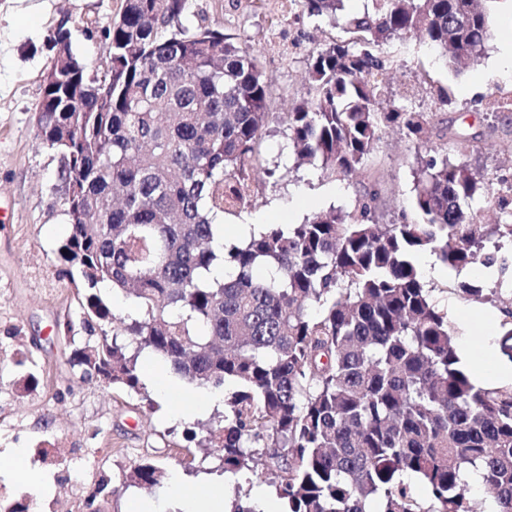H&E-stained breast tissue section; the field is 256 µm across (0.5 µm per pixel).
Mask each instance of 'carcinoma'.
<instances>
[{"label": "carcinoma", "instance_id": "carcinoma-1", "mask_svg": "<svg viewBox=\"0 0 512 512\" xmlns=\"http://www.w3.org/2000/svg\"><path fill=\"white\" fill-rule=\"evenodd\" d=\"M298 2L356 38L312 52L313 93L285 118L259 50L218 23L183 28L187 0H124L101 77L54 36L61 78L43 86L38 136L59 155L62 184L79 188L62 197L61 257L90 289L87 315L112 325L78 364L134 389L147 350L197 387L233 383L209 444L226 472L263 466L288 512H485L488 499L512 512V384L471 382L418 267L431 250L450 269L495 266L512 281V256L484 252L490 237L512 238V194L497 196L504 222L483 223L469 202L484 177L422 141L429 113L383 106L391 66L379 52L418 31L459 73L485 52L495 0H372L361 14L345 0ZM280 120L297 159L332 178L357 172L382 129L399 128L424 150L416 219L379 223L373 187L349 211L226 247L214 219L250 205L258 149ZM102 284L136 314L114 313L93 293ZM505 315L500 351L512 362ZM471 468L481 499L468 494ZM163 477L148 461L130 474L142 488Z\"/></svg>", "mask_w": 512, "mask_h": 512}]
</instances>
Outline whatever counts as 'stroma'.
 Masks as SVG:
<instances>
[{
	"mask_svg": "<svg viewBox=\"0 0 512 512\" xmlns=\"http://www.w3.org/2000/svg\"><path fill=\"white\" fill-rule=\"evenodd\" d=\"M281 3L189 0L181 22L192 29L206 17L222 22L225 33L248 39L261 52L272 108L285 113L308 94L312 52L343 32L328 18L297 5L285 10ZM122 8L123 0H0V206L6 210L0 219V502L24 507L35 499L39 512H128L134 500H160L166 489L131 482L133 468L149 458L188 482L203 473L221 474L225 501L249 497L260 501L263 512H284L274 486L249 473L226 472L220 454L204 448L209 431L224 423L223 406L184 423L168 417L147 385L134 390L108 384L69 362L74 350L95 344L100 326L83 311L81 281L64 274L59 248L70 226L59 157L41 144L35 115L56 31L67 29L74 55L90 75L101 74L107 65L103 33ZM493 27L480 62L459 77L414 36L384 45L382 53L395 65L393 94L413 88L414 107L431 115L432 135L448 128L474 139L465 160L495 192L500 177H512V112L491 106L493 99L512 96V71L499 67L512 38V0H496ZM440 84L450 86L451 105L436 102L433 90ZM414 156V142L387 127L364 167L334 180L298 163L286 124H275L252 174L253 205L226 215L224 226L246 217L262 227L299 224L331 207L352 208L374 183L381 189V222L398 221L413 212ZM424 280L447 308L457 335L474 343L500 332L512 288L503 287L494 303L466 300L457 291L463 283L494 287L495 276L442 264ZM14 448L26 449L43 484L24 488L8 476L4 465Z\"/></svg>",
	"mask_w": 512,
	"mask_h": 512,
	"instance_id": "obj_1",
	"label": "stroma"
}]
</instances>
